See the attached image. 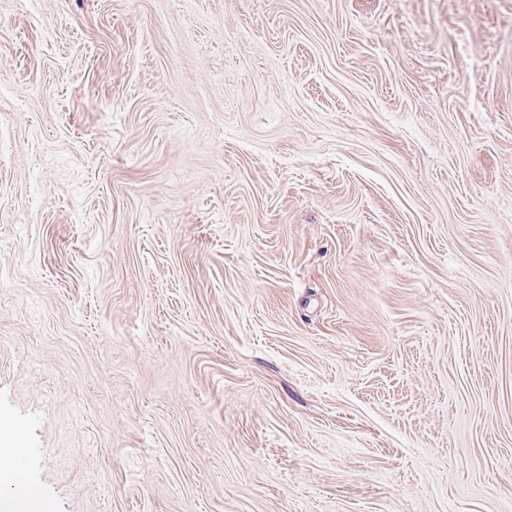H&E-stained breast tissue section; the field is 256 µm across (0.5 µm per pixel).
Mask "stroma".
Masks as SVG:
<instances>
[{
	"label": "stroma",
	"instance_id": "35a3bbf8",
	"mask_svg": "<svg viewBox=\"0 0 512 512\" xmlns=\"http://www.w3.org/2000/svg\"><path fill=\"white\" fill-rule=\"evenodd\" d=\"M0 448L40 512H512V0H0Z\"/></svg>",
	"mask_w": 512,
	"mask_h": 512
}]
</instances>
